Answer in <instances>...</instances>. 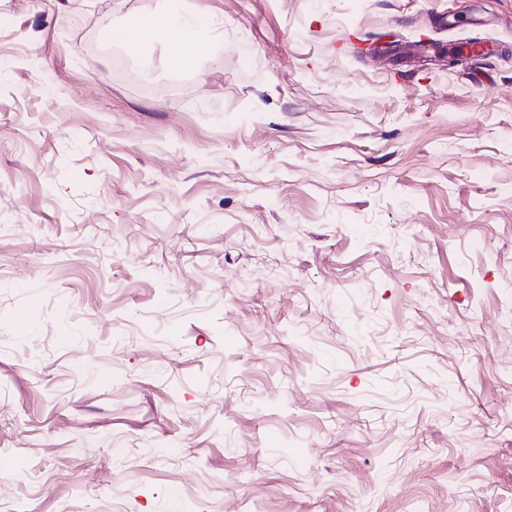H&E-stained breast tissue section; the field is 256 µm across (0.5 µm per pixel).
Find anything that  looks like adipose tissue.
<instances>
[{"label":"adipose tissue","instance_id":"adipose-tissue-1","mask_svg":"<svg viewBox=\"0 0 512 512\" xmlns=\"http://www.w3.org/2000/svg\"><path fill=\"white\" fill-rule=\"evenodd\" d=\"M208 25V17H188L179 0H170L163 10L141 15L132 25L119 28V41L136 57L149 55L155 44H165L173 51L177 64L183 65L205 52L206 46L196 33Z\"/></svg>","mask_w":512,"mask_h":512}]
</instances>
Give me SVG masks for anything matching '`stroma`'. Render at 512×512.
Wrapping results in <instances>:
<instances>
[{
  "instance_id": "stroma-1",
  "label": "stroma",
  "mask_w": 512,
  "mask_h": 512,
  "mask_svg": "<svg viewBox=\"0 0 512 512\" xmlns=\"http://www.w3.org/2000/svg\"><path fill=\"white\" fill-rule=\"evenodd\" d=\"M165 5L0 0V512H512V0ZM163 10L141 15L132 26H122L117 31L118 41L135 57L149 55L156 43L169 47L177 64L191 62L206 51V45L197 39L199 29L209 28L211 19L189 18L181 8V1H168Z\"/></svg>"
}]
</instances>
